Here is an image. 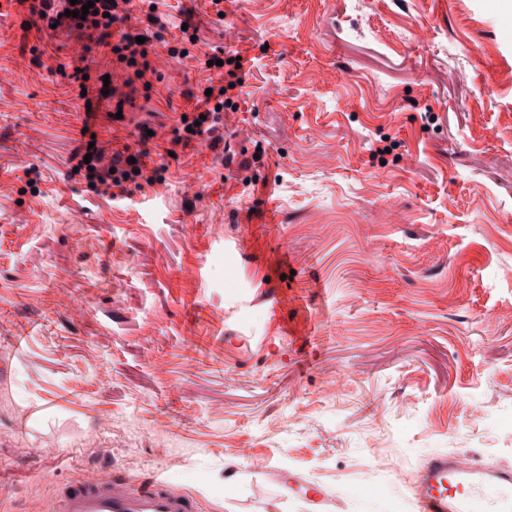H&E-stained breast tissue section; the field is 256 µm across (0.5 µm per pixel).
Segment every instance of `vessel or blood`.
Returning <instances> with one entry per match:
<instances>
[{"label": "vessel or blood", "mask_w": 512, "mask_h": 512, "mask_svg": "<svg viewBox=\"0 0 512 512\" xmlns=\"http://www.w3.org/2000/svg\"><path fill=\"white\" fill-rule=\"evenodd\" d=\"M417 512H512V469L439 453L427 458L413 487ZM187 491L162 479L140 480L109 470L62 486L46 512H196Z\"/></svg>", "instance_id": "b4317fda"}]
</instances>
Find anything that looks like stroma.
<instances>
[{"mask_svg":"<svg viewBox=\"0 0 512 512\" xmlns=\"http://www.w3.org/2000/svg\"><path fill=\"white\" fill-rule=\"evenodd\" d=\"M132 2L154 88L91 117L110 47L79 71L85 29L0 21V512L104 466L197 512H416L433 453L512 465V0ZM222 51L223 145L91 192L83 127L108 153L172 127Z\"/></svg>","mask_w":512,"mask_h":512,"instance_id":"obj_1","label":"stroma"}]
</instances>
